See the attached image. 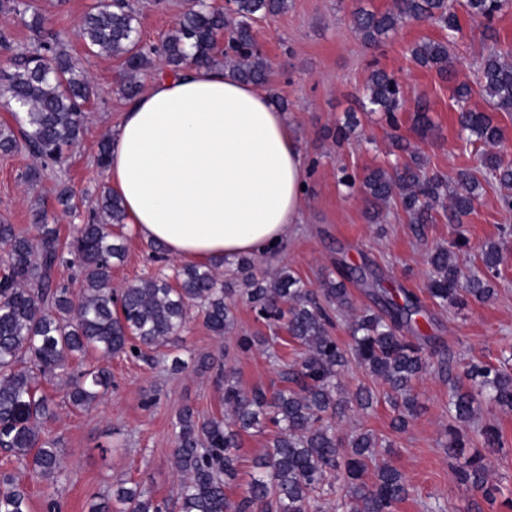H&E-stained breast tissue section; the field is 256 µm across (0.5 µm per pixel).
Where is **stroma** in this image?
Here are the masks:
<instances>
[{
  "mask_svg": "<svg viewBox=\"0 0 512 512\" xmlns=\"http://www.w3.org/2000/svg\"><path fill=\"white\" fill-rule=\"evenodd\" d=\"M93 0H37L41 11L64 31L66 49L83 57L86 74L96 94L87 104L85 130L78 145L67 149L61 163L48 170L36 185H29L25 172L33 158L24 152L0 155V222L15 225L27 236H35L31 207L41 203L48 223L57 225L62 241H69L82 222L65 213L56 202L61 185H69L77 195H93L106 185L107 175L98 167L100 139L111 134L121 121L125 100L117 91L121 68L116 59L86 55L79 34V19ZM141 16L145 42L155 43L174 27L187 7V0H132ZM391 0H288V9L258 21L255 30L261 49L270 64L267 90L288 102V115L306 158V206L304 221L296 225L288 242L274 255L253 257L256 276L290 269L311 288L318 287L325 274L334 272L337 259L351 265L370 267L379 276V285H401L421 292L431 267L429 252L464 236L467 249L460 261L465 270L478 266L481 246L498 240L503 227L512 226V213L501 208L500 185L485 177L484 147L470 143L459 130L455 87L468 83L472 89L471 108L491 112L503 131L496 151L512 161V112L490 110L480 91L483 57L494 43L512 44V9L493 22L470 16L464 0H455L459 18L457 30H443L433 20L407 22L390 34L380 46L370 47L360 39L352 21L361 8L384 11ZM424 39L448 40L454 54L455 72L440 77L435 71L416 65L412 46ZM395 75L402 85L404 109L398 129L389 128L381 113L364 111V88L372 69ZM427 104L431 127L419 133L415 125L417 101ZM356 114L359 125L349 141L335 144L329 130ZM410 143L423 157L428 173L455 179L462 170L480 182L472 213L464 223H448L436 212L433 223L416 234L406 214L390 207L381 223L367 218L361 189L339 185L338 170L363 175L366 169L394 162V140ZM173 267L153 261L148 245L129 237L124 262L112 270V285L148 277H163ZM496 294L485 303L473 302L464 309L430 307L433 318L424 343V356L432 369L415 386L420 403L418 415L403 431L392 428L393 409L388 388L366 373L357 363H349L341 374L344 389L358 385L371 387L376 395L372 410L350 411L340 422L341 431L366 429L375 433L384 446L378 458L399 469L411 487V494L398 504L396 512H512V410L482 405L476 424L465 426L467 446L461 455L449 457L448 383L436 367L442 354H451L457 370L473 360L498 363L512 351V238L503 248V263L495 282ZM234 329L217 336L198 313H191L178 344L143 348L141 357L119 356L89 362L101 363L112 373L113 387L90 407L75 410L63 402V382L43 381L42 390L58 404L57 417L43 427L46 438L58 440L64 478L55 486L62 512H87L92 494L111 492L113 484L138 486L157 501L173 499L178 477L171 466L174 446L173 424L179 410L193 406L201 417L226 413L224 385L215 370L202 369L200 361L223 356L239 386L272 393L281 388V363H294L303 355L302 347L287 333H280L273 349L254 347L242 352L237 339L266 331L245 296L233 298ZM492 425L502 434V448L488 461V480L499 489L496 502H488L468 486L460 484L455 466L481 450L477 429ZM268 433L243 434L239 450V475L229 485L230 500H239L255 472L256 459L265 452Z\"/></svg>",
  "mask_w": 512,
  "mask_h": 512,
  "instance_id": "35a3bbf8",
  "label": "stroma"
}]
</instances>
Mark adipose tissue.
I'll list each match as a JSON object with an SVG mask.
<instances>
[{
  "label": "adipose tissue",
  "instance_id": "obj_1",
  "mask_svg": "<svg viewBox=\"0 0 512 512\" xmlns=\"http://www.w3.org/2000/svg\"><path fill=\"white\" fill-rule=\"evenodd\" d=\"M111 138L127 224L181 263L273 253L302 221L306 161L287 112L223 66L158 73Z\"/></svg>",
  "mask_w": 512,
  "mask_h": 512
}]
</instances>
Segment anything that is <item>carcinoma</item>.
Masks as SVG:
<instances>
[{
  "instance_id": "carcinoma-1",
  "label": "carcinoma",
  "mask_w": 512,
  "mask_h": 512,
  "mask_svg": "<svg viewBox=\"0 0 512 512\" xmlns=\"http://www.w3.org/2000/svg\"><path fill=\"white\" fill-rule=\"evenodd\" d=\"M512 0H466L469 14L490 22ZM288 0H232L226 12L206 0H191L176 27L164 37L160 50L144 48L140 20L129 0H96L81 19V34L91 56L122 59L120 93L127 99L138 95L137 75L161 57L167 70L176 74L188 64H224L233 77L249 83L266 81L269 63L256 44L252 23L282 13ZM0 12L14 14L30 34L31 49L18 57L14 70L0 78V96L12 111L15 125L0 126V152L24 150L40 162L26 173L33 183L40 171L61 161L63 149L78 144L84 129L85 107L94 90L84 72L83 59L64 48L61 33L32 0H0ZM433 18L448 31L458 28L448 0H393L385 12L361 9L354 26L364 44L377 46L405 22ZM224 32L232 51L219 52L215 37ZM422 67L446 77L453 67L446 41L422 40L411 50ZM481 92L497 110H512V46H497L482 62ZM472 90L466 83L456 88L458 125L475 141L489 147L500 144L503 133L484 112L468 107ZM366 99L396 128L401 122L403 92L393 75L381 69L371 72ZM403 161L369 170L362 180L365 202L377 217L396 198L410 223L433 222L434 206L444 201L450 224H461L473 208V188L478 185L461 170L459 182L466 192L449 190L448 179L427 174L420 157L410 146L395 142ZM488 174L510 193L501 199L512 211V164L497 154L486 153ZM68 212L79 208V199L68 186L57 193ZM38 233L28 237L12 224H0V244L5 248L6 269L0 280V448L31 466L43 480L56 484L62 476L58 441L42 435V425L56 417L55 403L40 392L39 377L63 376L64 401L73 409L97 401L112 386L109 371L89 364L69 371L70 359L95 352L102 358L131 354L140 347H158L179 338L196 305L207 327L217 336L233 328L231 299L236 284L244 287L257 317L282 326L288 336L305 348L301 361L283 366L279 375L286 387L267 394L246 392L231 371L224 379V404L232 411L222 417L203 419L185 405L174 425L172 465L180 476L173 507L175 512H313L318 494L331 477L341 479L350 496L336 503L338 512H396L410 494L403 474L377 461L382 447L370 430L357 429L346 437L336 433L332 421L351 407L366 409L372 393L366 387L352 395L338 396L341 371L356 361L390 389L395 416L392 427L403 430L419 410L413 384L429 370L418 340L419 320L431 324L424 302L406 288L385 290L375 307L357 310L347 283H361L364 271L345 265L338 279H326L322 287L308 288L284 269L272 277H257L251 261L237 262L234 276L221 279L216 266L183 265L173 278L140 279L112 287V267L127 249L123 232L125 214L120 199L108 188L96 193L95 206L77 236L64 244L56 226L44 223V212L32 211ZM466 242L457 237L448 246L434 249L429 258L432 274L427 294L439 307L462 309L468 302H486L494 295L490 277L502 261L503 242L481 247V267L467 274L457 264ZM63 265L79 270V288L72 291L55 283ZM348 318L350 343H339L331 331L333 315ZM415 335V340L405 332ZM448 378L451 396L448 412L454 425L448 428V454L465 445L459 425L472 424L480 409V397L501 409L512 410V360L499 365L468 364L465 387L453 374L451 361L440 362ZM270 430L267 450L256 462L258 474L247 483L244 496L231 501L225 489L238 477L241 433ZM483 451L457 467L460 483L492 501L497 487L488 482L486 457L502 446L494 426L479 429ZM136 487L119 484L107 495L94 494L88 512H165ZM0 512H31L30 493L12 475H0Z\"/></svg>"
}]
</instances>
